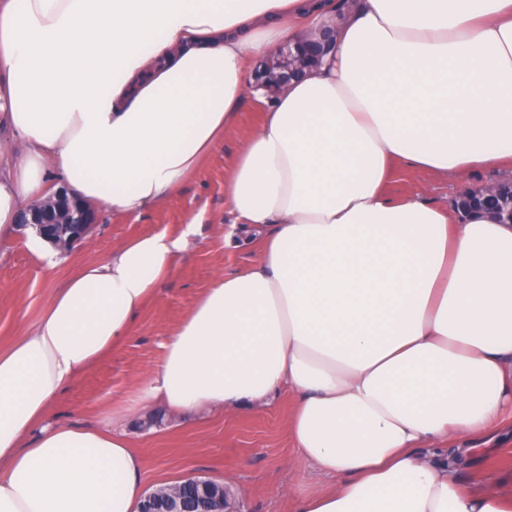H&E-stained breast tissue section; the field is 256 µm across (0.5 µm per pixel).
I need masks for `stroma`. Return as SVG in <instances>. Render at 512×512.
I'll return each mask as SVG.
<instances>
[{"label":"stroma","instance_id":"1","mask_svg":"<svg viewBox=\"0 0 512 512\" xmlns=\"http://www.w3.org/2000/svg\"><path fill=\"white\" fill-rule=\"evenodd\" d=\"M259 115L243 106L238 122L206 157L200 173L167 202L124 218L98 209L84 243L46 255L23 239H0V351L32 327L58 288L82 266L104 260L131 239L148 231L192 228L195 247L176 275L161 284L157 297L138 315L132 339L78 376L59 396L53 413L81 426L106 424L122 410L134 385L157 366L168 338L187 318L216 275L230 273L255 260V252L224 247L217 229L227 210L225 185L231 162ZM450 183L437 174L405 165L387 185L391 198L419 193L447 202ZM291 405L287 399L240 414L213 411L176 416L160 406L125 421L131 445L144 458L146 491L208 479L230 487L236 512H289L288 492H303L324 480L295 455L288 434ZM512 471V434L496 451L476 455L457 468L466 484H491Z\"/></svg>","mask_w":512,"mask_h":512}]
</instances>
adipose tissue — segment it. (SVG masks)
I'll return each mask as SVG.
<instances>
[{
    "instance_id": "adipose-tissue-1",
    "label": "adipose tissue",
    "mask_w": 512,
    "mask_h": 512,
    "mask_svg": "<svg viewBox=\"0 0 512 512\" xmlns=\"http://www.w3.org/2000/svg\"><path fill=\"white\" fill-rule=\"evenodd\" d=\"M335 0H0V234L64 182L113 215L176 195L253 100L226 185L217 275L132 407L292 403L297 455L331 486L291 512H512V474L461 483L512 408V224L386 192L406 162L454 180L512 167V0H354L331 55L274 96L251 61ZM190 230L82 268L0 352V512H140L144 460L119 428L54 418L122 347Z\"/></svg>"
}]
</instances>
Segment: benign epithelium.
Here are the masks:
<instances>
[{"mask_svg":"<svg viewBox=\"0 0 512 512\" xmlns=\"http://www.w3.org/2000/svg\"><path fill=\"white\" fill-rule=\"evenodd\" d=\"M335 33L334 26L323 25L304 43L281 47L256 67V85L275 88L300 76L309 62L318 60L332 47ZM480 195L492 198L496 217L512 222V179L485 187ZM96 219L95 208L60 183L50 188L44 199L21 211L18 223L32 227L39 237L66 250L86 239ZM191 483L195 487L191 495L183 486L165 495L148 493L141 512H226L225 486L197 479Z\"/></svg>","mask_w":512,"mask_h":512,"instance_id":"benign-epithelium-1","label":"benign epithelium"}]
</instances>
